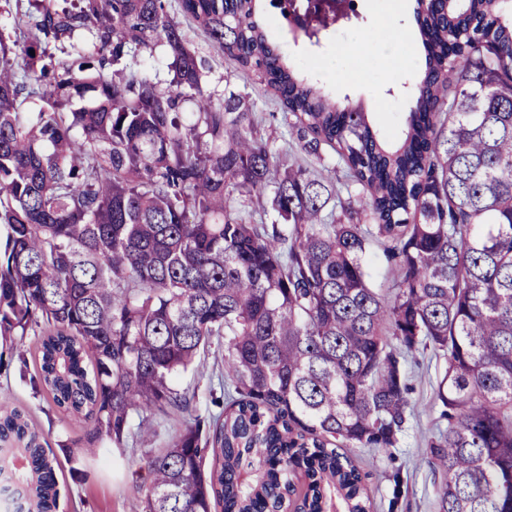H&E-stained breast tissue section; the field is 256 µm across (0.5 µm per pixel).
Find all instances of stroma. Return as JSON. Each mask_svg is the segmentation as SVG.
<instances>
[{
    "instance_id": "stroma-1",
    "label": "stroma",
    "mask_w": 512,
    "mask_h": 512,
    "mask_svg": "<svg viewBox=\"0 0 512 512\" xmlns=\"http://www.w3.org/2000/svg\"><path fill=\"white\" fill-rule=\"evenodd\" d=\"M166 5L169 15L180 21L191 48L208 56L212 72L206 87L215 97L251 85V77L243 75L235 61L216 53L206 35L183 19L178 0H167ZM414 7L415 0H357L355 18L337 23L317 47L307 39H294L272 6L263 5L261 18L269 40L295 67L313 71L319 85L333 98L371 113L379 130L393 139L403 130L411 106L409 90L424 64L418 50ZM373 28L389 31L391 42L378 55L376 64L368 66L357 56L356 45L361 31ZM286 117L283 106L270 95L260 99L253 111L255 122L271 135L283 163H323L336 185L344 186L346 172L337 154L328 147L318 159L302 152L285 128ZM5 349L0 343V394L9 395L12 406L24 409L50 448L56 450L62 512H143L144 495L133 483L140 452L113 450L102 456L73 447V440L83 433L84 422L60 413L45 396L33 395L16 361L5 356ZM405 370L411 392L398 446L386 451H349L365 477L364 497L370 512H438L437 490L443 475L431 464L429 443L448 425L436 398L446 363L432 352H420L408 360ZM78 469L88 472V480L75 477Z\"/></svg>"
}]
</instances>
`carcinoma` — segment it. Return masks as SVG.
Masks as SVG:
<instances>
[{"mask_svg": "<svg viewBox=\"0 0 512 512\" xmlns=\"http://www.w3.org/2000/svg\"><path fill=\"white\" fill-rule=\"evenodd\" d=\"M213 49L272 90L301 149L356 195L285 165L252 93L214 100L166 0H42L0 35V339L38 337L33 394L89 422L74 444L141 456L144 512H368L347 448H395L403 364L446 358L431 442L439 512H512V0H417L425 69L403 136L324 94L265 37L257 0H179ZM94 31L78 67L51 46ZM165 43L161 88L124 58ZM45 103L24 111L28 100ZM395 263L371 288L368 245ZM221 407L176 377L212 345ZM26 512H58V461L0 401V469Z\"/></svg>", "mask_w": 512, "mask_h": 512, "instance_id": "cac0c4a2", "label": "carcinoma"}]
</instances>
